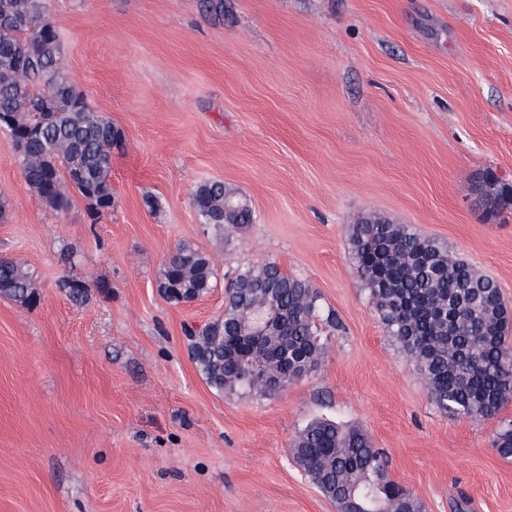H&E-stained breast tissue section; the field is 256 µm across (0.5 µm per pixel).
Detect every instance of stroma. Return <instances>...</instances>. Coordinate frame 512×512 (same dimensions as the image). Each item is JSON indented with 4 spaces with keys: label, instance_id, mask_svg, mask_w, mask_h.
Listing matches in <instances>:
<instances>
[{
    "label": "stroma",
    "instance_id": "35a3bbf8",
    "mask_svg": "<svg viewBox=\"0 0 512 512\" xmlns=\"http://www.w3.org/2000/svg\"><path fill=\"white\" fill-rule=\"evenodd\" d=\"M62 68L120 129L114 204L92 220L27 187L0 130V256L38 300L0 298V512H335L290 452L327 417L361 427L427 506L512 512V457L492 445L512 401L440 411L387 335L350 248L370 215L411 225L494 277L512 307V0H47ZM221 180L255 212L200 223ZM189 244L217 283L186 304L159 288ZM277 263L309 281L332 330L318 372L272 395L218 394L186 331L220 317L233 272ZM71 277L91 284L72 304Z\"/></svg>",
    "mask_w": 512,
    "mask_h": 512
}]
</instances>
